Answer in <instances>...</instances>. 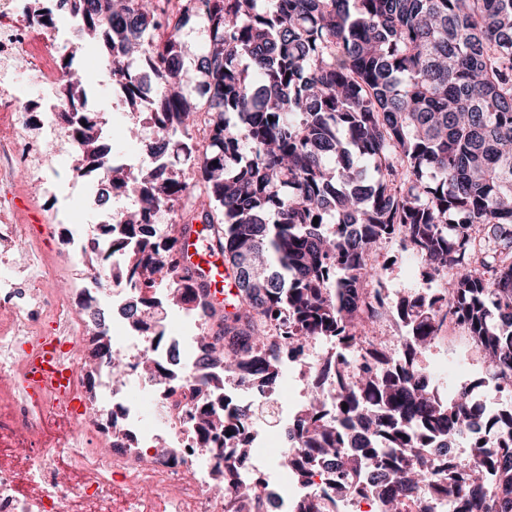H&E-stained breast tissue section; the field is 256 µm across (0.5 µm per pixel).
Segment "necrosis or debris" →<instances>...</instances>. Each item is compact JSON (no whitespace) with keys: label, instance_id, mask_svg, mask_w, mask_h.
<instances>
[{"label":"necrosis or debris","instance_id":"obj_1","mask_svg":"<svg viewBox=\"0 0 512 512\" xmlns=\"http://www.w3.org/2000/svg\"><path fill=\"white\" fill-rule=\"evenodd\" d=\"M27 7L26 0H0V72L20 59L60 89V49L83 42L82 28L38 26ZM63 109L62 99L35 102L0 84V258L13 251L28 258L23 279L0 282V512H229L235 492L222 488V463L198 445L199 411L189 395L193 384L213 372L194 336L204 319L195 311L180 313L178 331L167 310L156 309L166 343L153 348L127 316L124 285H114L108 308L97 291L57 288L55 252L82 263L93 262L99 252L82 231L59 234L50 252L35 226L19 218L22 208L36 202L17 192L18 175L33 161L50 164L44 144L62 132ZM100 327L123 330L112 339L122 376L90 358ZM41 338L52 339L60 361L75 368L82 414L26 385L23 357ZM149 356L163 361L166 377L140 372ZM225 394L229 408L247 409L255 421L241 470L253 491L254 512H298L305 501L316 512H383L377 468L366 466L342 493V476L300 448L295 432L307 402L233 382ZM149 408L155 411L150 419ZM286 455L304 463L305 481L282 468Z\"/></svg>","mask_w":512,"mask_h":512}]
</instances>
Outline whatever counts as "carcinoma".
Here are the masks:
<instances>
[{
  "mask_svg": "<svg viewBox=\"0 0 512 512\" xmlns=\"http://www.w3.org/2000/svg\"><path fill=\"white\" fill-rule=\"evenodd\" d=\"M85 35L111 61L112 85L132 108L153 114L154 137L171 158L149 155L126 166L103 143L99 112L67 113L84 172L123 189L132 207L95 227L112 267L133 291L136 327L153 306L186 310L200 302L204 350L224 359V374L248 387L263 376L278 387L282 354L313 339L345 342L363 332L357 289L375 282L367 257L394 239L452 291L427 304L400 299L414 345L367 370L355 362L314 375L303 443L348 469L336 440L370 449L386 463L380 492L396 512L435 480L414 448L428 437L447 448L484 419L468 392L443 403L418 386V352L461 319L489 361L490 379L512 382V0H69ZM197 33L195 82L187 77L186 38ZM74 51L63 50L68 101L82 103L72 80ZM180 211L157 224L164 211ZM318 224H313V218ZM224 256L234 295L218 302L180 263L182 238L196 219ZM93 352L111 368L112 343L98 332ZM336 375L328 400L321 381ZM224 379L190 389L205 404L200 443L223 457L235 439L245 449L242 415L215 407ZM336 417L323 414L327 402ZM494 444L512 446V413L490 423ZM470 486L439 487L458 512H512L472 490L494 449L476 447ZM495 477L512 487V457ZM236 487L235 512L250 490Z\"/></svg>",
  "mask_w": 512,
  "mask_h": 512,
  "instance_id": "cac0c4a2",
  "label": "carcinoma"
}]
</instances>
